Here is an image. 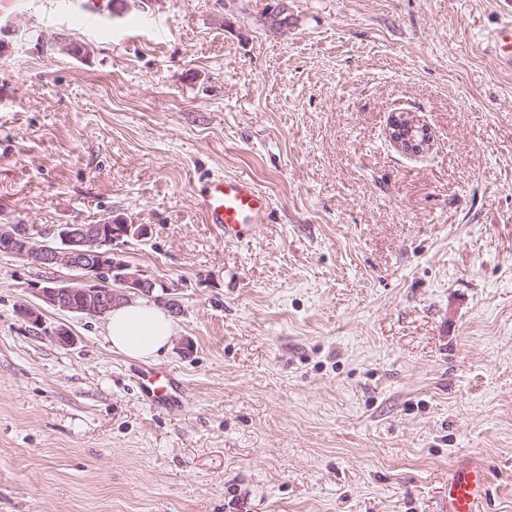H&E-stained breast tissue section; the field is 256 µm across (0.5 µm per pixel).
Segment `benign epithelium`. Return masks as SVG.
I'll list each match as a JSON object with an SVG mask.
<instances>
[{
	"label": "benign epithelium",
	"mask_w": 512,
	"mask_h": 512,
	"mask_svg": "<svg viewBox=\"0 0 512 512\" xmlns=\"http://www.w3.org/2000/svg\"><path fill=\"white\" fill-rule=\"evenodd\" d=\"M421 125L410 113L394 114L389 139L400 150L416 144ZM145 224H59L40 230L29 224H0V252L33 265L78 270L71 280L37 284L35 293L48 306L64 312L103 318L112 308L147 292L154 281L125 259L119 245L143 240Z\"/></svg>",
	"instance_id": "obj_1"
}]
</instances>
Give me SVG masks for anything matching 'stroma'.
Here are the masks:
<instances>
[{
    "instance_id": "stroma-1",
    "label": "stroma",
    "mask_w": 512,
    "mask_h": 512,
    "mask_svg": "<svg viewBox=\"0 0 512 512\" xmlns=\"http://www.w3.org/2000/svg\"><path fill=\"white\" fill-rule=\"evenodd\" d=\"M277 2L0 15V224L149 225L123 251L180 305L131 359L34 293L69 270L0 254V512H441L461 459L512 512V0ZM218 175L268 224L205 223ZM394 115L391 118V122L388 129L389 139L398 147L401 151L404 149L411 148L415 145L416 142V134L415 132L422 133L421 126L416 119L410 113H393ZM393 122V124H392ZM393 130L396 131V134H393ZM408 130V134L399 137L397 139V134L399 131ZM205 222L224 229V240L256 232L270 216L268 196L250 179L207 181L198 199Z\"/></svg>"
}]
</instances>
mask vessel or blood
Wrapping results in <instances>:
<instances>
[{"mask_svg":"<svg viewBox=\"0 0 512 512\" xmlns=\"http://www.w3.org/2000/svg\"><path fill=\"white\" fill-rule=\"evenodd\" d=\"M198 206L206 223L223 230L225 238L239 239L256 232L270 216L267 195L250 179L217 178L207 181ZM489 471L482 463L460 460L448 470L445 512H482Z\"/></svg>","mask_w":512,"mask_h":512,"instance_id":"obj_1","label":"vessel or blood"}]
</instances>
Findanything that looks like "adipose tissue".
Wrapping results in <instances>:
<instances>
[{"label":"adipose tissue","instance_id":"obj_1","mask_svg":"<svg viewBox=\"0 0 512 512\" xmlns=\"http://www.w3.org/2000/svg\"><path fill=\"white\" fill-rule=\"evenodd\" d=\"M177 334L173 318L160 306L136 300L109 313L104 339L112 352L151 361L167 351Z\"/></svg>","mask_w":512,"mask_h":512}]
</instances>
